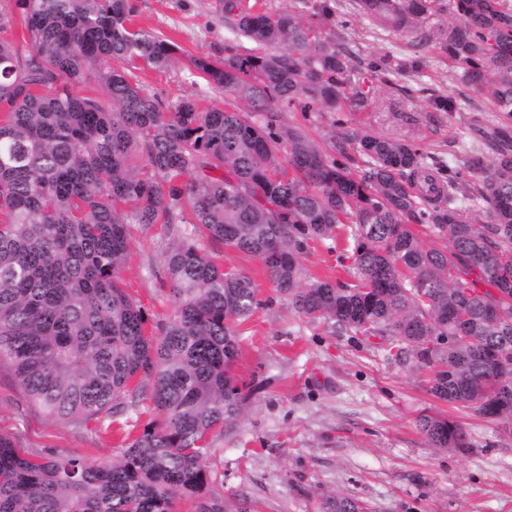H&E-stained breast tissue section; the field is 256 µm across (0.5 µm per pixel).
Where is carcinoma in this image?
<instances>
[{
  "label": "carcinoma",
  "mask_w": 512,
  "mask_h": 512,
  "mask_svg": "<svg viewBox=\"0 0 512 512\" xmlns=\"http://www.w3.org/2000/svg\"><path fill=\"white\" fill-rule=\"evenodd\" d=\"M27 40L0 12V359L50 416L105 432L143 400L156 418L105 461L30 455L0 433V512H240L213 492L204 461L246 401L233 366L239 325L260 301L250 277L220 268L198 238L258 259L310 323L379 338L427 374L428 391L512 434V4L509 0H354L384 30L426 26L457 79L494 112L495 154L436 167L410 139L339 118L322 146L281 111L339 112L349 73L340 35L292 10L224 0L256 51L190 56L230 99L171 110L131 81L166 69L179 47L133 24L131 0H15ZM92 80L107 101L73 87ZM363 169L355 171V158ZM488 216L477 224L472 213ZM190 224L165 255L169 319L146 330L121 272L130 226ZM429 224L448 240L422 243ZM352 241L354 280L309 276L316 241ZM492 287L478 291L470 275ZM439 450L467 451L464 428L422 414ZM345 496L322 512H358Z\"/></svg>",
  "instance_id": "1"
}]
</instances>
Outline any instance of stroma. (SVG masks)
I'll list each match as a JSON object with an SVG mask.
<instances>
[{"instance_id":"stroma-1","label":"stroma","mask_w":512,"mask_h":512,"mask_svg":"<svg viewBox=\"0 0 512 512\" xmlns=\"http://www.w3.org/2000/svg\"><path fill=\"white\" fill-rule=\"evenodd\" d=\"M275 9L298 8L319 33L341 30L351 51V84L366 96L352 118L374 132L419 143L434 161L459 163L483 134L475 116L489 102L462 86L446 51L424 50L423 62L403 74L368 70L371 56L413 59L419 32L383 30L358 16L351 0H336L330 21L296 0H266ZM224 0H134L138 27L174 42L182 55L225 57L253 45L231 33ZM135 77L171 108L190 97L204 108L224 107L223 90L183 65ZM455 97L459 111L431 112L430 100ZM165 224L136 225L122 273L125 288L144 306L150 324L172 313L164 252ZM201 246L212 260L246 272L262 305L240 328L234 371L248 395L245 414L225 431L207 461L220 474L214 489L251 512H321L320 502L340 494L371 512H512V435L473 411L441 401L421 373L387 355L381 340L332 334L299 317L274 290L261 262L214 240ZM308 274L350 281L349 256L328 243H311L302 258ZM457 420L472 444L467 452L432 448L419 432V415ZM0 432L19 437L32 453L105 459L112 450L91 432L57 422L35 405L0 363Z\"/></svg>"}]
</instances>
